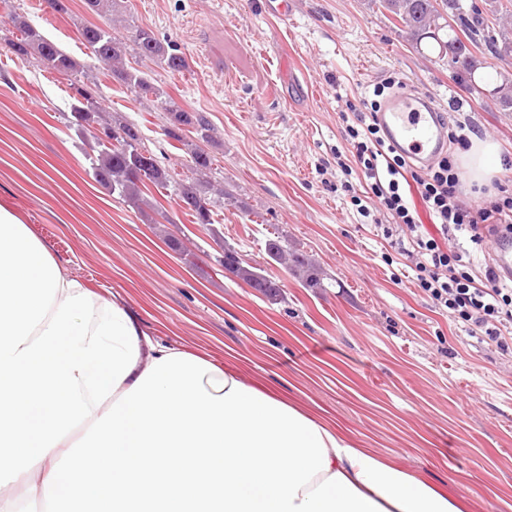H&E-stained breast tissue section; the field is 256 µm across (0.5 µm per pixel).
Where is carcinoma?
Here are the masks:
<instances>
[{
  "label": "carcinoma",
  "instance_id": "carcinoma-1",
  "mask_svg": "<svg viewBox=\"0 0 512 512\" xmlns=\"http://www.w3.org/2000/svg\"><path fill=\"white\" fill-rule=\"evenodd\" d=\"M368 7L402 28L415 47L426 44L445 60L452 73L459 77L472 94L490 93L503 112H512V24L500 23L501 17L512 11L501 0H485L479 7L466 0H367ZM87 12L99 17L112 16L116 0H83ZM0 13L13 23L15 36L5 42L6 52L18 57L35 56L37 62L67 81L75 90L70 112L77 121L99 126L86 153L95 178L116 193L139 213L150 218L173 223L168 212L158 202L146 198L148 185L157 189H172L181 207L198 224L214 222V208L224 204V189L215 188L207 180L212 160L201 146L190 149L189 168L195 178L178 181L174 178L167 158L149 149L141 131L124 117L109 114L98 106L92 88L83 83L79 64L58 43L45 37L36 27L17 13L15 0H0ZM131 35L123 37L112 30L88 23L80 26L82 43L99 62L108 67L109 76L121 81L138 95L155 93L150 75L142 70L147 63H158L172 73L189 70V63L177 44L162 41L155 32L140 25L130 26ZM490 54L504 62L506 68L484 71V55ZM135 58V65L126 63V56ZM167 112L168 135L184 128L191 129L201 142H209L213 128L205 113L187 112L171 102H164ZM224 270L251 288L260 289L273 303L281 300L278 282L251 259L231 247L223 248ZM267 256L285 264L298 278L314 288L321 287L315 263L303 252L288 244V238L277 235L266 241Z\"/></svg>",
  "mask_w": 512,
  "mask_h": 512
}]
</instances>
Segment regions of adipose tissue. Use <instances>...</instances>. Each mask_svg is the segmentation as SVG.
<instances>
[{
	"label": "adipose tissue",
	"mask_w": 512,
	"mask_h": 512,
	"mask_svg": "<svg viewBox=\"0 0 512 512\" xmlns=\"http://www.w3.org/2000/svg\"><path fill=\"white\" fill-rule=\"evenodd\" d=\"M461 512L237 371L144 330L0 206V512Z\"/></svg>",
	"instance_id": "obj_1"
}]
</instances>
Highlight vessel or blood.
Listing matches in <instances>:
<instances>
[{"mask_svg": "<svg viewBox=\"0 0 512 512\" xmlns=\"http://www.w3.org/2000/svg\"><path fill=\"white\" fill-rule=\"evenodd\" d=\"M437 113L434 99L408 89L387 98L379 108L377 120L388 142L421 167L448 145L447 132L439 125Z\"/></svg>", "mask_w": 512, "mask_h": 512, "instance_id": "vessel-or-blood-1", "label": "vessel or blood"}]
</instances>
